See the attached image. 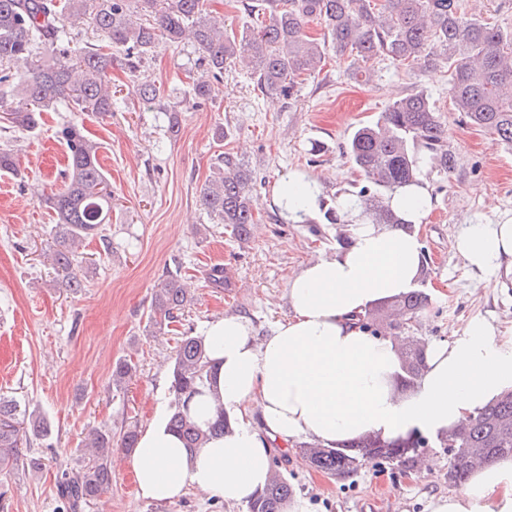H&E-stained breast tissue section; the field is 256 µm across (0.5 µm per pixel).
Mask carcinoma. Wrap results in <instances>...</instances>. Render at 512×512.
Returning a JSON list of instances; mask_svg holds the SVG:
<instances>
[{"label":"carcinoma","mask_w":512,"mask_h":512,"mask_svg":"<svg viewBox=\"0 0 512 512\" xmlns=\"http://www.w3.org/2000/svg\"><path fill=\"white\" fill-rule=\"evenodd\" d=\"M248 9L263 15L257 32L215 27L203 15L202 0H0V85L10 79L5 73L10 62L21 56L32 59L29 74L16 84L22 103L8 113L7 121L18 129L33 130L41 113L60 103L72 104L80 112L112 111L108 80L112 53L70 46L63 24L67 18L72 25L89 22L106 34L132 71L161 41L176 46L193 43L202 67L188 86L195 99L212 97L213 82L236 65L247 69L261 91L291 97L298 92L302 76L320 69L329 46L337 57L365 64L366 74L371 71L368 64L376 60L420 69L446 65L453 110L492 134L495 144L512 149V98L502 94L504 84L512 82V29L467 15L460 0H254ZM313 21L324 26L320 38L307 33ZM60 134L67 148L69 177L44 202L57 217L54 261L67 272V287L78 291L83 283L73 271L76 251L83 240L99 233L101 225L110 223L112 190L98 159L99 146L84 128L68 122ZM347 154L364 184L330 204L317 194L318 210L330 224L346 222L348 204L375 224H398L385 201L401 188L422 183L424 169L446 173L455 165L438 109L420 91L393 102L376 121L357 127L348 140ZM252 182L251 170L224 151L216 157L215 176L199 194L202 210L230 227L240 240L249 237L254 223ZM189 301L179 277L159 279L150 321L160 325L173 319L174 312ZM427 302V294L418 289L391 302L401 322L390 326L389 334L399 335L403 322L416 320ZM400 348L404 375L397 378V387L403 390L422 375L424 344L403 336ZM134 369L131 361H118L112 382L122 385ZM213 376L203 337H183L171 374L174 400L168 426L189 449L229 428L230 421L222 414L205 429L190 415L191 404L204 394ZM50 434L44 418L0 397V474L18 463L20 446ZM444 438L446 447L453 449L450 486L464 485L476 464L512 456V390L477 412L469 426ZM88 444L87 463L63 473L58 482L60 496L74 510L101 497L112 481V431L91 430ZM425 444L419 434L395 439L366 436L348 449L304 443L301 451L312 467L349 476L371 459L405 467L411 461L409 449ZM291 494V485L275 469L268 486L249 502V512H279Z\"/></svg>","instance_id":"carcinoma-1"}]
</instances>
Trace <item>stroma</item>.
<instances>
[{"label":"stroma","instance_id":"obj_1","mask_svg":"<svg viewBox=\"0 0 512 512\" xmlns=\"http://www.w3.org/2000/svg\"><path fill=\"white\" fill-rule=\"evenodd\" d=\"M197 57L193 44L162 43L137 71L114 63L110 114L61 104L31 132L8 127L4 115L18 100L0 99V149L12 152L17 163L16 171L0 172V395L51 424L47 439L21 448L22 456L40 455L43 469L33 473L18 465L0 475V512H64L57 480L83 465L89 431L130 423L143 429L168 413L182 337L201 335L209 322L232 313L246 317L261 338L287 316L291 276L335 251L348 228L282 221L274 205L279 179L307 173L321 181L328 200L358 189L362 178L345 153L351 133L410 92L424 91L435 104L456 159L448 173L422 176L433 210L417 229L423 245L417 286L430 302L410 333L427 343L442 340L475 317L512 330V285L467 269L455 248L466 221L512 220V150L494 145L487 132L453 112L447 69L419 72L380 61L369 80L331 51L293 96L260 93L245 71L233 69L212 98L188 102L183 91ZM143 81L160 86L161 105L135 96ZM171 112L180 124L174 139L166 133ZM66 120L83 124L98 143L112 186L111 223L76 256L74 268L84 283L78 292L67 288L53 262L56 216L43 201L65 181L66 146L57 131ZM220 129L225 139H218ZM224 150L256 177L255 223L245 240L233 238L198 202ZM217 264L229 269L234 287L206 282ZM167 271L190 283L191 300L177 322L158 329L148 312L153 288ZM123 358L137 371L118 387L112 369ZM286 452L281 473L299 512H374L389 495L395 512H428L433 498L449 492L451 455L431 435L418 451L420 466L373 460L345 478L303 463L298 446ZM124 454L115 448L111 487L79 512H248L195 489L171 503L144 499Z\"/></svg>","mask_w":512,"mask_h":512}]
</instances>
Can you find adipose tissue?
<instances>
[{
    "label": "adipose tissue",
    "instance_id": "obj_1",
    "mask_svg": "<svg viewBox=\"0 0 512 512\" xmlns=\"http://www.w3.org/2000/svg\"><path fill=\"white\" fill-rule=\"evenodd\" d=\"M390 205L399 223L373 224L350 211L349 246L293 275L290 312L264 338L237 314L206 326L215 378L191 414L203 425L225 412L232 428L189 450L165 423H151L129 460L142 497L170 502L193 488L241 505L271 478V444L335 447L367 435L440 434L466 426L512 389V336L478 318L428 343L415 388L396 391L399 341L362 319L414 287L422 266L415 228L433 203L426 189L412 186ZM455 247L470 270L512 274V223L464 224ZM429 512H512V457L475 469L461 492L431 501Z\"/></svg>",
    "mask_w": 512,
    "mask_h": 512
}]
</instances>
